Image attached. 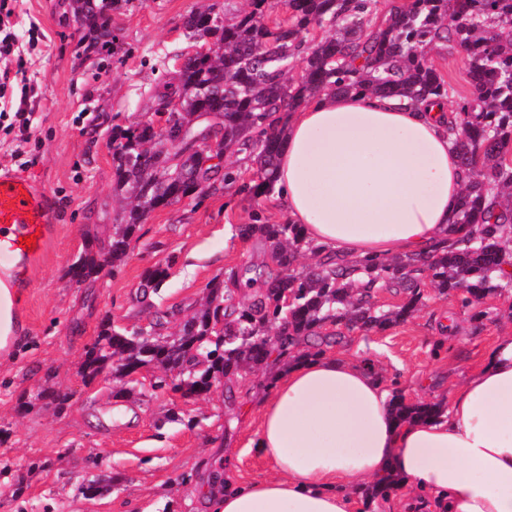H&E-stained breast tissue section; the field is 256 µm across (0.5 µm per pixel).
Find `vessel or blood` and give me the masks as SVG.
<instances>
[{
    "mask_svg": "<svg viewBox=\"0 0 512 512\" xmlns=\"http://www.w3.org/2000/svg\"><path fill=\"white\" fill-rule=\"evenodd\" d=\"M56 222L50 196L29 178L0 169V263H9L10 284L17 292L27 288L28 273L44 257ZM28 236L34 238V246L25 245Z\"/></svg>",
    "mask_w": 512,
    "mask_h": 512,
    "instance_id": "vessel-or-blood-1",
    "label": "vessel or blood"
}]
</instances>
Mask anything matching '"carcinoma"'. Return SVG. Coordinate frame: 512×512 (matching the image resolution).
Here are the masks:
<instances>
[{
    "label": "carcinoma",
    "mask_w": 512,
    "mask_h": 512,
    "mask_svg": "<svg viewBox=\"0 0 512 512\" xmlns=\"http://www.w3.org/2000/svg\"><path fill=\"white\" fill-rule=\"evenodd\" d=\"M76 2L82 25L102 38L110 36L113 0ZM377 2L288 0L290 16L274 25L268 23L269 0H249L250 10L231 19L212 8L189 15L187 35L195 40L215 36L224 52L188 58L177 71L178 82L157 91L158 105L178 100L165 122L193 133L207 129L213 141L176 146L152 120L113 127L114 192L128 200L127 208L98 251L85 249L70 274L82 283L96 278L103 254L118 268L146 217L185 197L201 198L227 186L254 200L273 194L284 115L326 90L347 93L363 87L417 101L449 97L451 87L428 61L434 41L451 44L463 57L473 88L454 107L466 142L461 163L473 179L460 198L453 243L423 262L399 257L363 264L370 284L408 291L401 304L380 311L371 303L373 289L356 296L341 268L317 262L296 270L298 257H314L317 249L298 225L271 224L258 207L236 232L244 241L269 246L266 287L252 289L240 270L229 268L207 283L201 308L174 333H161L159 320L131 329L102 323L84 351L86 383L108 368L126 384L130 373L155 367L163 374L152 389L203 395L268 365L274 353L290 357L292 347L303 342L322 351L328 325L368 333L406 321L425 305L415 285L420 277L465 309L512 292V273L505 270L512 267V250L501 236L512 226V0H406L373 30ZM324 26L334 28V35L316 39L313 31ZM298 56L303 66L294 79L290 63ZM213 151L252 157L255 177L247 181L229 166L222 172L202 167L200 157ZM489 196L505 211L501 224L489 223ZM168 276L169 267L163 265L144 272L154 289ZM390 401L397 415L409 418H434L445 410L441 401L409 403L397 387Z\"/></svg>",
    "instance_id": "cac0c4a2"
}]
</instances>
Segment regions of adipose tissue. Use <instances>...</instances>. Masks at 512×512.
<instances>
[{
  "instance_id": "obj_1",
  "label": "adipose tissue",
  "mask_w": 512,
  "mask_h": 512,
  "mask_svg": "<svg viewBox=\"0 0 512 512\" xmlns=\"http://www.w3.org/2000/svg\"><path fill=\"white\" fill-rule=\"evenodd\" d=\"M447 104L364 90L288 115L277 161L282 208L324 260L446 246L468 174ZM250 447L277 478L226 475L213 512H352L351 485L397 483L428 512H512V333L439 418L397 420L376 368L332 352L293 363L263 398Z\"/></svg>"
}]
</instances>
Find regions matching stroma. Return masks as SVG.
<instances>
[{
    "label": "stroma",
    "instance_id": "35a3bbf8",
    "mask_svg": "<svg viewBox=\"0 0 512 512\" xmlns=\"http://www.w3.org/2000/svg\"><path fill=\"white\" fill-rule=\"evenodd\" d=\"M216 4L229 14L247 0H124L110 25L113 42L91 43L72 0H23L14 20L19 42L31 25L51 40L26 56L35 81L29 143L0 136V167L21 173L54 200L55 238L30 276L18 314L21 339L0 361V512H209L202 495L225 449H235L242 481L271 479L272 463L249 451L258 427L257 374L232 389L214 387L187 401L171 390L124 386L111 377L85 383L80 365L103 318L148 325L157 316L177 326L198 307L206 284L225 267L256 263L264 249L235 227L254 207L284 221L277 196L253 201L233 189L189 197L151 213L123 265L75 285L69 275L89 239L105 238L121 208L115 198L112 128L153 118V93L176 75L178 55L195 43L184 21ZM219 250L214 263L195 258L200 245ZM163 264L158 292L143 291V274ZM426 305L386 331L364 334L328 327L329 349L372 360L387 388L408 401L449 398L484 361L497 336L512 330V296L461 309L422 281ZM66 394L63 409L45 405L44 386ZM97 480V497L78 493Z\"/></svg>",
    "mask_w": 512,
    "mask_h": 512
}]
</instances>
